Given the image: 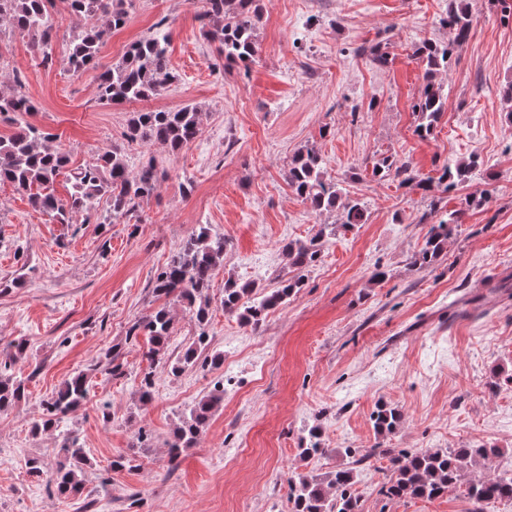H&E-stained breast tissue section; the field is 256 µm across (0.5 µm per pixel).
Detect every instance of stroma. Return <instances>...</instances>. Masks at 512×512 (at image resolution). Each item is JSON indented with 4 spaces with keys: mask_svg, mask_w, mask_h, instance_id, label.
I'll return each instance as SVG.
<instances>
[{
    "mask_svg": "<svg viewBox=\"0 0 512 512\" xmlns=\"http://www.w3.org/2000/svg\"><path fill=\"white\" fill-rule=\"evenodd\" d=\"M470 39L443 80L446 110L433 136L420 138L412 105L424 66L413 51L448 38L449 0H257L258 55L228 68L204 36L203 0H133L129 17L101 46L94 66L69 72L72 30L64 8L52 21L54 59L43 66L30 36L0 33V82L20 75L38 110L35 122L67 158L54 193L67 199L68 173L123 146L131 169L155 158L167 171L157 196L135 216L113 221L98 207L89 221L58 224L26 193L0 183V362L25 395L0 413V512H288V480L354 471L361 512H470L462 491L390 501L378 490L390 475L381 458L354 464L373 448H495L496 470L512 468V124L503 88L512 82V0H466ZM171 33L177 81L147 103L106 106L99 76L156 23ZM383 47L386 67L370 50ZM202 111L195 141L153 156L124 138L142 107ZM317 147L325 178L364 205V221L337 226L288 185V162ZM478 155L482 170L444 193L380 181L384 156L418 177ZM472 195L486 196L472 207ZM459 224L433 265L412 266L430 224L447 213ZM224 238L209 290L208 331L216 368L149 367L145 337L132 324L159 302L157 272L196 225ZM322 235L305 284L256 328L222 304L232 278L265 288L290 275L285 247ZM384 279H375V272ZM26 341L23 358L13 342ZM124 353L112 376L108 354ZM153 370L150 400L140 379ZM89 396L61 430L33 433L43 402L75 373ZM224 378V402L197 443L170 464L167 444L183 415ZM398 409L395 433L377 435L378 405ZM317 429L324 452L304 460L302 439ZM151 432L136 447L139 430ZM77 436L88 457L82 489L53 494L52 450L60 432ZM134 462L121 470V455ZM40 458L43 471L26 462Z\"/></svg>",
    "mask_w": 512,
    "mask_h": 512,
    "instance_id": "stroma-1",
    "label": "stroma"
}]
</instances>
